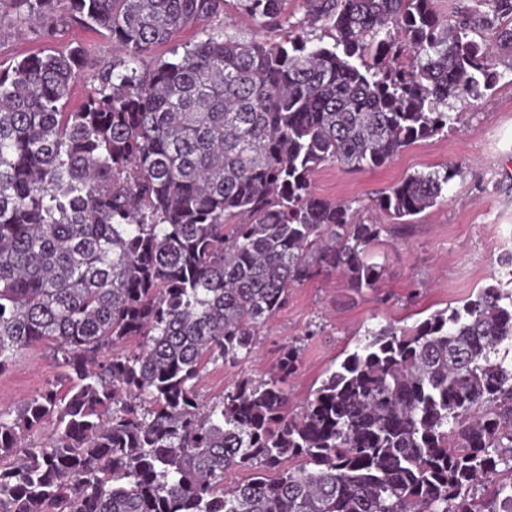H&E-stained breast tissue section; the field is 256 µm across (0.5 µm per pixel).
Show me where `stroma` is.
I'll use <instances>...</instances> for the list:
<instances>
[{
  "mask_svg": "<svg viewBox=\"0 0 512 512\" xmlns=\"http://www.w3.org/2000/svg\"><path fill=\"white\" fill-rule=\"evenodd\" d=\"M224 30L245 42H277L301 33L311 45H334L322 23L310 22L306 0H287L280 24L264 28L245 20L241 0H226L223 13L184 28L172 42L155 47L151 58L172 59L174 50ZM67 45L84 48L86 80L123 54L117 43L82 24L71 23L51 41L15 11L0 12L2 65ZM496 70L498 80L484 96L454 100L451 131L415 142L379 168L352 171L328 163L318 169L312 187L319 197L351 203L365 223L381 225L369 254L383 266V277L374 290L358 292L325 270L290 288L287 305L262 330L254 353L233 364L208 365L196 385L203 399L221 396L244 378H267L283 348L294 344L301 348V363L288 391L292 405H299L328 368L355 350L366 330L414 326L489 285L512 293V265L503 261L512 254V64L498 59ZM86 80L75 87L71 107L82 103ZM448 168L457 174L444 203L404 221L374 207V198L406 176ZM60 372L46 351L27 350L0 376V407L19 406Z\"/></svg>",
  "mask_w": 512,
  "mask_h": 512,
  "instance_id": "35a3bbf8",
  "label": "stroma"
}]
</instances>
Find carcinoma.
<instances>
[{
    "label": "carcinoma",
    "mask_w": 512,
    "mask_h": 512,
    "mask_svg": "<svg viewBox=\"0 0 512 512\" xmlns=\"http://www.w3.org/2000/svg\"><path fill=\"white\" fill-rule=\"evenodd\" d=\"M241 2L259 27L286 4ZM306 2L334 48L221 31L148 65L224 0H0L44 38L76 21L124 51L75 110L82 47L0 68V375L35 347L64 368L0 409V512H512V294L494 285L368 332L294 409V345L266 379L196 390L315 272L377 288L381 227L316 196L312 174L379 168L452 126L451 101L497 76L472 27L512 23V0L448 26L432 0ZM455 176L409 175L376 206L415 216ZM47 424L51 441L30 440Z\"/></svg>",
    "instance_id": "carcinoma-1"
}]
</instances>
